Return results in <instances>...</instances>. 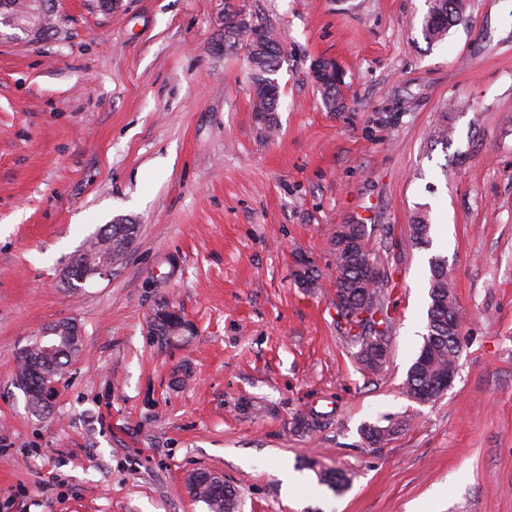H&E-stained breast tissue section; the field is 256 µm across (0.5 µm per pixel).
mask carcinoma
I'll return each mask as SVG.
<instances>
[{
	"mask_svg": "<svg viewBox=\"0 0 512 512\" xmlns=\"http://www.w3.org/2000/svg\"><path fill=\"white\" fill-rule=\"evenodd\" d=\"M28 6L24 0H0V24L24 25L30 20L22 17ZM40 10L37 5L28 7ZM465 0H430L428 12L423 18V29L432 41L442 39L448 29L457 23L464 11ZM247 37L249 47V64L254 71V112L259 122L270 129L276 125L280 95L266 94V85L275 83L272 75L278 70L281 58V43L274 31L246 21L236 12L224 16V43ZM412 241L424 244L428 242L431 224L426 214L419 213L410 225ZM137 233L135 224H110L105 230L103 241L112 242V254L119 258L132 244ZM349 238L356 250L355 258L346 267L336 271V304L341 306L338 315L346 320L347 339L360 347L357 359L365 369L376 371V364L369 355V350L361 349L364 345L362 334L352 333L350 319L352 309L369 303L378 297L377 290L367 287L371 280L372 261L366 249V225H349ZM452 286L448 284V270L441 261L431 265L429 288V307L427 310V333L417 357L408 371L405 391L408 396L428 394L438 398V377L448 371V367L457 362L460 352L459 333L448 332V294ZM44 337L35 338L27 346L24 355L19 357L20 372L16 376L18 385L24 392L29 406L35 412H42L46 405L40 403L39 391L43 382L42 374L52 373L61 377L64 369L81 351V343L69 339H58L56 348L49 360L41 357ZM195 498L207 505L210 512H237L239 498L235 489L226 487L220 477L199 486Z\"/></svg>",
	"mask_w": 512,
	"mask_h": 512,
	"instance_id": "carcinoma-1",
	"label": "carcinoma"
}]
</instances>
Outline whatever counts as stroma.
<instances>
[{"instance_id":"obj_1","label":"stroma","mask_w":512,"mask_h":512,"mask_svg":"<svg viewBox=\"0 0 512 512\" xmlns=\"http://www.w3.org/2000/svg\"><path fill=\"white\" fill-rule=\"evenodd\" d=\"M47 8L40 31L0 25V512H208L187 488L203 470L240 512H512V0H466L439 42L426 0ZM228 10L280 39L275 132L246 42L224 46ZM320 57L343 109L323 103ZM125 220L137 235L110 274L64 283ZM339 224L366 225L388 282L376 372L336 311ZM433 257L461 350L421 404L405 381ZM300 258L319 287L295 280ZM162 308L183 335L151 331ZM61 320L81 352L36 413L17 356ZM373 425L393 431L374 445Z\"/></svg>"}]
</instances>
